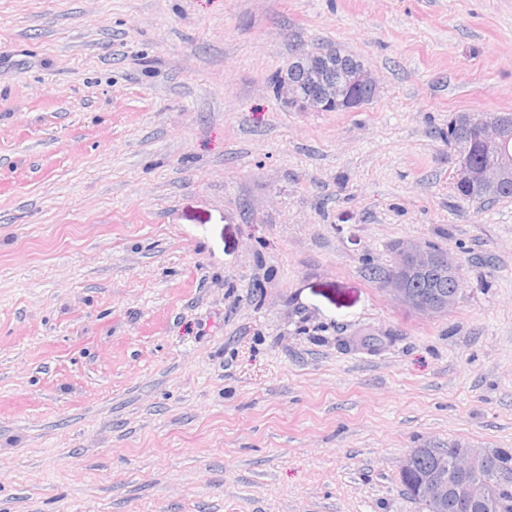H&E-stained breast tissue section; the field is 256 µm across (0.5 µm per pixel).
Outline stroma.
I'll return each mask as SVG.
<instances>
[{"label":"stroma","mask_w":512,"mask_h":512,"mask_svg":"<svg viewBox=\"0 0 512 512\" xmlns=\"http://www.w3.org/2000/svg\"><path fill=\"white\" fill-rule=\"evenodd\" d=\"M327 44L374 99L286 107ZM458 112H512V0H0V512H421L406 451L512 449V198L456 194ZM408 240L447 313L373 279ZM460 264L451 252L438 254L421 242L409 241L397 250V259L391 272L384 278L386 293L400 306L416 313L434 316L447 312L456 302L463 284L462 274L456 281H446L437 289L418 290L413 282H421V288H431L435 281L450 280L458 276Z\"/></svg>","instance_id":"1"}]
</instances>
